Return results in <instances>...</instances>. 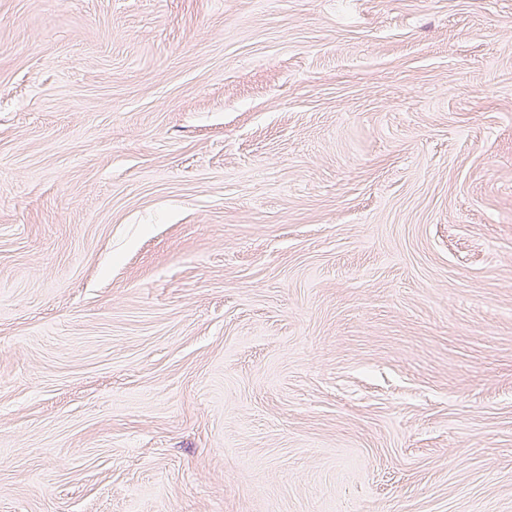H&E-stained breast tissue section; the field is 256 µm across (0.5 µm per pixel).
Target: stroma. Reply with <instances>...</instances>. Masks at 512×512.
Masks as SVG:
<instances>
[{"label": "stroma", "mask_w": 512, "mask_h": 512, "mask_svg": "<svg viewBox=\"0 0 512 512\" xmlns=\"http://www.w3.org/2000/svg\"><path fill=\"white\" fill-rule=\"evenodd\" d=\"M0 512H512V0H0Z\"/></svg>", "instance_id": "stroma-1"}]
</instances>
